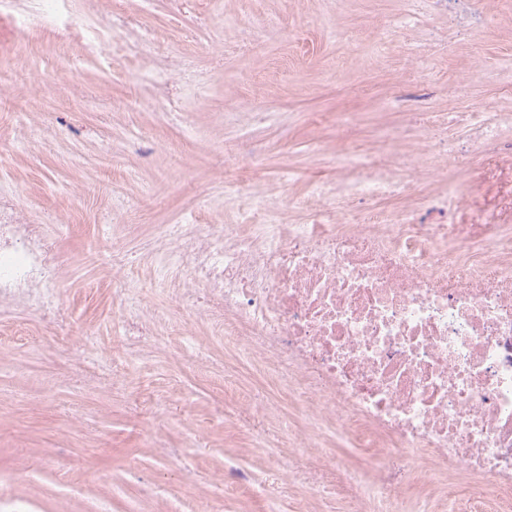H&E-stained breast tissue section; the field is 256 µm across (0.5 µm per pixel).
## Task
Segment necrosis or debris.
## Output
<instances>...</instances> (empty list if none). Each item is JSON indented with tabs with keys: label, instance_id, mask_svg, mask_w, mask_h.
I'll use <instances>...</instances> for the list:
<instances>
[{
	"label": "necrosis or debris",
	"instance_id": "necrosis-or-debris-1",
	"mask_svg": "<svg viewBox=\"0 0 512 512\" xmlns=\"http://www.w3.org/2000/svg\"><path fill=\"white\" fill-rule=\"evenodd\" d=\"M58 18L61 45L95 54L102 35L64 17L63 0H0L17 40ZM358 166V153H337V179L313 185L335 223H273L270 205L232 188L236 223L172 224L139 249L160 267V293L230 336L312 424L351 434L380 469L427 456L448 477L447 512H512V232L449 223L439 197L432 223L392 204L413 157L391 153L347 179ZM357 198L369 206L351 210ZM61 266L55 234L1 195L0 307L68 335Z\"/></svg>",
	"mask_w": 512,
	"mask_h": 512
}]
</instances>
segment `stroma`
I'll list each match as a JSON object with an SVG mask.
<instances>
[{
    "mask_svg": "<svg viewBox=\"0 0 512 512\" xmlns=\"http://www.w3.org/2000/svg\"><path fill=\"white\" fill-rule=\"evenodd\" d=\"M89 29L121 14L151 30L161 49L189 64L200 92L182 98V71L155 102L152 62L128 57L110 70L100 56L60 49L44 27L0 49V191L29 223L61 224L57 283L73 341L94 326L84 362L66 357L51 327L0 309V336L22 335L21 359L0 361V512H377L372 499L337 491L332 466L297 461L289 431L311 432L349 470L364 454L331 428L312 427L271 379L233 346L211 340L195 309L176 326L119 353L120 290L138 282L140 308L165 304L149 259L113 263L112 250L167 224H229L218 206L236 184L272 194L285 223L309 218V186L336 176L341 147L386 152L384 132L403 128L399 150L417 156L413 200L455 189L457 224L502 210L512 176V124L485 143L455 113L512 114V0H112L88 9ZM266 20L261 32L249 21ZM393 25L392 40L378 28ZM254 155L266 165H250ZM429 459L386 471L408 508L443 512L447 481L429 480Z\"/></svg>",
    "mask_w": 512,
    "mask_h": 512,
    "instance_id": "1",
    "label": "stroma"
}]
</instances>
